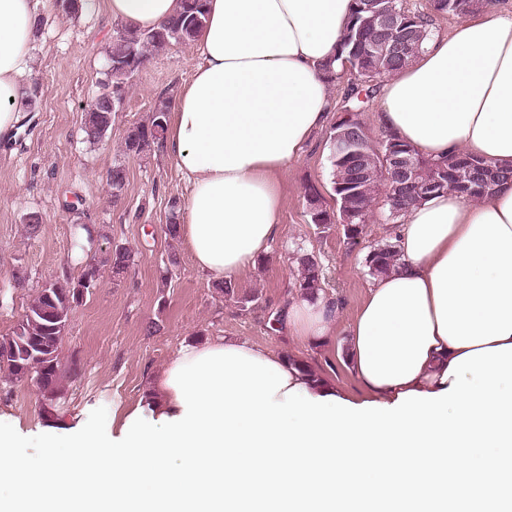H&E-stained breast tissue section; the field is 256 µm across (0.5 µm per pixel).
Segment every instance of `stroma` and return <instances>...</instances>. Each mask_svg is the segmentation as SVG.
Wrapping results in <instances>:
<instances>
[{"mask_svg": "<svg viewBox=\"0 0 512 512\" xmlns=\"http://www.w3.org/2000/svg\"><path fill=\"white\" fill-rule=\"evenodd\" d=\"M78 13L59 0H41L32 33L36 111L21 115L11 142L0 148V336L11 334L45 282L79 278L90 256L116 246L131 250L121 278L102 267L99 286L70 315L59 359L63 377L52 416L30 383L0 369V432L18 437L20 452L41 457L46 428L74 421L110 434L112 412L134 407L154 389L156 377L187 344L215 337L243 339L306 363L319 378L350 397L362 396L347 356L351 325L371 280L364 258L371 245L396 241L398 227L375 205L359 243L342 226L320 232L309 224L306 191L316 187L333 206L330 127L307 141L300 158L281 176L284 198L279 232L264 259L236 276L238 293L257 297L246 308L221 297L211 276L198 270L181 239L165 235L172 200H185L191 185L155 145L126 154L124 132L147 120L155 102L175 98L199 58L193 45L150 51L129 86L112 129L95 144L85 140L83 109L98 94L107 52L121 29L103 0H81ZM128 169L121 199H113L108 175L115 163ZM43 217L37 230L27 218ZM316 256L326 273L324 294L337 307L328 339L307 343L290 336L275 317L296 298L293 251ZM156 324L147 334L148 324Z\"/></svg>", "mask_w": 512, "mask_h": 512, "instance_id": "35a3bbf8", "label": "stroma"}]
</instances>
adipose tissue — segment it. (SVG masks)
Returning <instances> with one entry per match:
<instances>
[{"label":"adipose tissue","mask_w":512,"mask_h":512,"mask_svg":"<svg viewBox=\"0 0 512 512\" xmlns=\"http://www.w3.org/2000/svg\"><path fill=\"white\" fill-rule=\"evenodd\" d=\"M39 0H0V140L19 121ZM152 29L179 0H104ZM351 0H210L200 56L172 104L164 146L192 188L180 236L214 280L254 265L283 208L280 176L331 110ZM384 135L425 157L463 153L512 170V15L460 19L388 77ZM400 259L369 285L351 329L364 395L248 341L182 347L157 397L85 427L41 462L0 437V484L18 512L44 492L54 512H512V179L467 203L433 195L400 219ZM325 298L284 313L323 340Z\"/></svg>","instance_id":"1"}]
</instances>
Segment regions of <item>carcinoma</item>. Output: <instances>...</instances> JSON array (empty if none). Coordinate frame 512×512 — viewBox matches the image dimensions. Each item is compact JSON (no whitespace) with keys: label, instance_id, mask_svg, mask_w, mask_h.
<instances>
[{"label":"carcinoma","instance_id":"1","mask_svg":"<svg viewBox=\"0 0 512 512\" xmlns=\"http://www.w3.org/2000/svg\"><path fill=\"white\" fill-rule=\"evenodd\" d=\"M362 0H352V9L343 41L336 59L350 58L358 32H363L364 40L371 37L369 29L362 26ZM488 6V0H437L433 11L439 14H451L464 17L479 12ZM398 14L396 20L409 29L412 34L410 47L401 55L391 58L381 57L376 53L363 50L357 61L356 71L361 83L350 86L345 106L346 116L333 125L332 131H343L347 135L359 138L363 142L370 140L368 129L361 120V112L365 105L376 94L381 79L407 66L421 51L430 33L433 19L431 15L412 11L406 8L400 0L396 2ZM206 18V0H181L179 12L157 28L138 30L125 27L117 31L112 39V45L107 54V62L112 64V71L106 73V80L101 82L102 90L93 98L90 105L99 108L97 112L85 114L83 132L87 141L97 143L103 140L112 128V113L106 105L115 100V109H120L125 98L126 87L148 60L151 49H163L175 44H190L196 41L204 27ZM171 112V101L159 100L148 121L130 124L125 130L124 144L129 153L140 154L155 144L163 142L164 134ZM380 144H393L400 147L406 155L417 164V179L429 183L432 189L429 194L441 192L461 193V181L468 176L475 181L483 179L485 172L494 173V181L508 178V173L498 170L487 162L473 159L465 154H453L444 160L426 158L418 150L407 143L391 136L380 140ZM333 170V186L341 194L338 210H329L323 205L320 194L314 188L309 189L307 200V216L309 223L316 225L321 231L331 229L336 224L344 225V234L352 243L358 242L366 234L367 224L373 215V204L377 196L388 191V176L380 154L370 146L364 147V154L359 165H354L348 158H331ZM128 181L127 168L122 163L112 166L109 173V185L112 197L118 198L123 193ZM417 200L409 197L390 205L384 202L387 209V219L394 222L411 207ZM293 259L300 267V274L293 287L302 297H313L323 290L325 275L323 267L317 259L300 250L296 251ZM399 259L397 247L391 243L371 246L365 257V267L369 275L378 277L389 272ZM132 263L131 252L121 246L100 260L91 259L85 264L81 278H96L101 267L112 268V273L119 276L127 271ZM72 280L63 278L57 281L55 290L46 295L42 292L32 300L25 318L19 329L21 333H12L0 338V365L7 367L10 374L19 377L18 367L14 363L16 352L20 351L16 336H21L32 348L44 353L53 354L59 351L58 336L60 326L68 323L74 306L70 300ZM215 288L226 299H236L246 305L255 301L253 297L238 296L234 280L224 279L215 284ZM31 371L38 376L36 383L39 393L47 401H53L58 394V386L62 371L56 364L41 368L34 364Z\"/></svg>","mask_w":512,"mask_h":512}]
</instances>
